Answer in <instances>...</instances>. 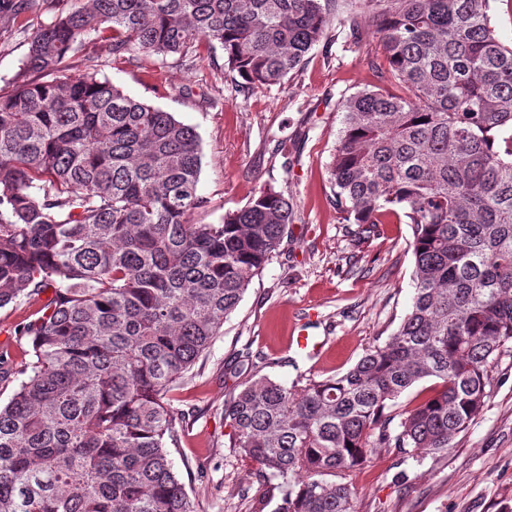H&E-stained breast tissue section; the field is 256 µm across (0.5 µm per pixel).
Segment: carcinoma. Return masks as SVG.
Wrapping results in <instances>:
<instances>
[{"instance_id":"1","label":"carcinoma","mask_w":512,"mask_h":512,"mask_svg":"<svg viewBox=\"0 0 512 512\" xmlns=\"http://www.w3.org/2000/svg\"><path fill=\"white\" fill-rule=\"evenodd\" d=\"M350 32L382 33L400 87L343 99L328 166L354 224L412 230L414 295L389 340L341 375L247 382L224 402L231 447L257 465L252 512H356L348 481L376 448L448 451L512 343V45L489 0H348ZM333 0H86L32 33L0 94V308L52 288L23 326L32 357L0 406V512H193L171 458L166 396L221 334L295 220L263 187L221 224H194L196 130L95 66L69 64L88 33L121 58L224 48L251 87L298 69ZM435 379V394L388 415Z\"/></svg>"}]
</instances>
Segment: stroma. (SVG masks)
I'll return each instance as SVG.
<instances>
[{
	"label": "stroma",
	"mask_w": 512,
	"mask_h": 512,
	"mask_svg": "<svg viewBox=\"0 0 512 512\" xmlns=\"http://www.w3.org/2000/svg\"><path fill=\"white\" fill-rule=\"evenodd\" d=\"M84 0H28L26 23L0 22V89L27 56L30 28L49 23L60 4ZM142 102L172 113L198 133L207 200L197 224L221 223L260 186L287 190L296 219L281 247L256 276L222 333L167 395L183 429L171 449L194 512H251L263 480L230 446L224 402L261 376L289 384L346 372L398 328L414 294L408 224L389 218L360 232L344 221L328 182L343 113L341 101L372 85L389 86L380 36L354 40L337 16L304 64L282 83L251 90L225 64L224 50L132 55L117 61L95 35L73 60ZM50 292L0 309V359L21 368L36 319ZM306 331L322 343L319 357L289 344ZM483 410L443 455L417 461L380 448L351 480L356 512H512V348L488 366Z\"/></svg>",
	"instance_id": "stroma-1"
}]
</instances>
